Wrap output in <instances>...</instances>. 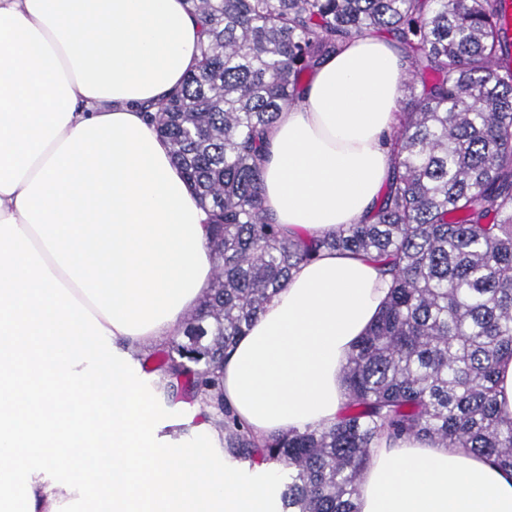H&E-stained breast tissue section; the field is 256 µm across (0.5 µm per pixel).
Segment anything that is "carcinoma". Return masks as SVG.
I'll list each match as a JSON object with an SVG mask.
<instances>
[{
    "instance_id": "carcinoma-1",
    "label": "carcinoma",
    "mask_w": 512,
    "mask_h": 512,
    "mask_svg": "<svg viewBox=\"0 0 512 512\" xmlns=\"http://www.w3.org/2000/svg\"><path fill=\"white\" fill-rule=\"evenodd\" d=\"M506 0H187L196 70L158 105L160 136L209 213L212 287L181 334L142 360L160 396L199 402L224 459L287 470L280 512H358L386 436L425 439L512 468L497 366L512 357V13ZM386 32L408 62L373 213L332 236L289 238L263 208L265 138L309 72L348 40ZM324 249L366 255L388 304L345 367L331 426L258 441L224 403V353L293 269Z\"/></svg>"
}]
</instances>
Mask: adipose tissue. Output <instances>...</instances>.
I'll list each match as a JSON object with an SVG mask.
<instances>
[{"label":"adipose tissue","instance_id":"ef3b65f1","mask_svg":"<svg viewBox=\"0 0 512 512\" xmlns=\"http://www.w3.org/2000/svg\"><path fill=\"white\" fill-rule=\"evenodd\" d=\"M185 0H0V512H269L224 434L159 411L140 356L214 277L208 216L145 107L200 61ZM407 70L362 36L271 128L263 203L288 236L360 223L390 170ZM389 283L365 256L299 264L224 355V400L257 439L332 424L344 368ZM359 512H512V470L460 448L378 442Z\"/></svg>","mask_w":512,"mask_h":512}]
</instances>
